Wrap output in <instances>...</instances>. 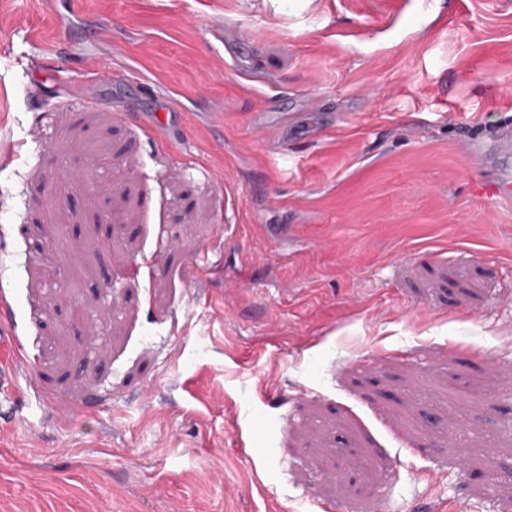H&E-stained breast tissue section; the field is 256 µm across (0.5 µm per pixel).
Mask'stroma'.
Segmentation results:
<instances>
[{"label":"stroma","mask_w":512,"mask_h":512,"mask_svg":"<svg viewBox=\"0 0 512 512\" xmlns=\"http://www.w3.org/2000/svg\"><path fill=\"white\" fill-rule=\"evenodd\" d=\"M506 113L512 0H0V512H512ZM468 148L488 173L480 192L512 204V118H505L485 137L472 138ZM0 335V350L2 351L4 347L3 336H10L9 342L12 352L8 369H4L3 363L0 360V398H2V394H20L21 386L18 383L19 371H21L22 375L25 374L29 370L30 364L18 337L6 332L3 324L0 327Z\"/></svg>","instance_id":"1"}]
</instances>
